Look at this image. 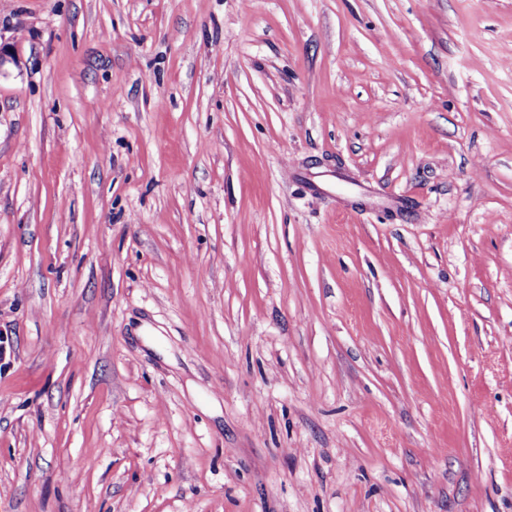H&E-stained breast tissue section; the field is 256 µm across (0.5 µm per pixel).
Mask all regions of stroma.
<instances>
[{
	"instance_id": "35a3bbf8",
	"label": "stroma",
	"mask_w": 512,
	"mask_h": 512,
	"mask_svg": "<svg viewBox=\"0 0 512 512\" xmlns=\"http://www.w3.org/2000/svg\"><path fill=\"white\" fill-rule=\"evenodd\" d=\"M0 512H512V0H0Z\"/></svg>"
}]
</instances>
